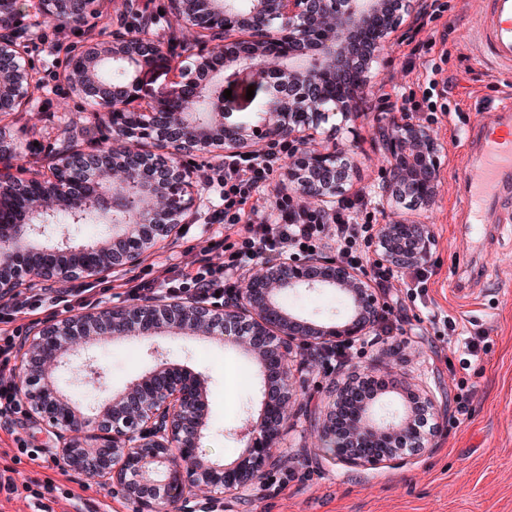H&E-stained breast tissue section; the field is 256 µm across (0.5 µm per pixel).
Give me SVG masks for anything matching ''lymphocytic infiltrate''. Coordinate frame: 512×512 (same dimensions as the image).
<instances>
[{
  "mask_svg": "<svg viewBox=\"0 0 512 512\" xmlns=\"http://www.w3.org/2000/svg\"><path fill=\"white\" fill-rule=\"evenodd\" d=\"M288 147L273 146L256 156H229L223 163L209 166L204 174L208 185L218 187V204L206 216L210 237L200 250L170 257L158 274L120 277L104 287L90 284L70 286L49 292L17 291L0 297V428L14 431L23 413L20 388L11 358L17 336L10 329L20 316L35 317L63 310L73 312L99 305L120 296L127 300L150 299L162 295L171 299H195L223 304L237 293L234 276L254 258L278 260L284 253H313L333 247L339 264L363 271L380 292H387L393 269L369 261L368 246L381 232L370 222H359L366 211V200L338 201L334 211L302 204L288 194L267 201L265 192L280 166ZM277 215L268 219L267 206ZM359 350L355 340L319 345L309 351L325 375L344 376L357 399L370 398L383 387L381 378L350 372ZM0 498L24 499L32 512H57L61 504H75L77 496L67 485L53 478L18 484L12 467H0Z\"/></svg>",
  "mask_w": 512,
  "mask_h": 512,
  "instance_id": "1",
  "label": "lymphocytic infiltrate"
}]
</instances>
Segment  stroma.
I'll return each instance as SVG.
<instances>
[{"mask_svg":"<svg viewBox=\"0 0 512 512\" xmlns=\"http://www.w3.org/2000/svg\"><path fill=\"white\" fill-rule=\"evenodd\" d=\"M480 0H448L441 18L413 19L399 38L384 48V62H369L367 107L387 110L386 93L415 87L417 81H447L431 113H411L437 143L436 189L431 204L408 209L405 204L376 200L387 166V152L374 135L371 122L357 119L330 133L319 129L316 145L351 147L352 179L348 195L374 200L373 223L421 220L430 234L432 273L427 296L410 300V278L395 279L392 292L401 305L407 341L399 354L383 346L365 348L352 362L354 371L389 367L406 382L407 390L384 394L389 409L406 414L411 392L436 402L434 427L424 449L403 454L398 461L377 466H349L326 456L318 431L331 404L333 377L303 364L301 348L288 359L293 411L284 425L276 463L306 461L309 477L279 486L256 483L249 496L225 495L221 512H512V203L497 209L482 237L471 236L464 222V193L457 170L473 149L469 130L497 118L512 106V71L482 61L469 39ZM32 63L40 77L33 91L34 111L0 114V143L22 165L23 178H42L62 132L73 119L90 116L92 107L76 97H64L69 50L82 40L109 45L112 7L101 0L94 23L75 34L64 31L39 13L28 17ZM431 42L429 53L416 57L418 43ZM207 232L203 220L177 225L159 241L143 266L125 269V276L143 267H161L176 252L200 249ZM288 311L317 323L334 320L344 304L336 292L292 294ZM453 318L460 327L487 331L489 348L481 361L464 366L446 336L431 323L432 316ZM170 358L203 373L208 379L209 414L206 450L213 462L233 467L245 452L234 431L257 416L261 366L239 349L218 339L172 335L161 338ZM111 390H122L151 364L136 342L115 340L96 348ZM248 377L238 384L237 374ZM474 390L469 415L455 423L454 398L460 387ZM70 486L83 503L105 502L112 512H134V504L90 477L69 472Z\"/></svg>","mask_w":512,"mask_h":512,"instance_id":"35a3bbf8","label":"stroma"}]
</instances>
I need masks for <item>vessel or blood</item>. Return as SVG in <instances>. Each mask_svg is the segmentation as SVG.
<instances>
[{"mask_svg": "<svg viewBox=\"0 0 512 512\" xmlns=\"http://www.w3.org/2000/svg\"><path fill=\"white\" fill-rule=\"evenodd\" d=\"M472 36L482 60L512 68V0H487ZM474 160L460 171L467 200L465 220L483 224L499 203L512 199V123L480 125L471 133Z\"/></svg>", "mask_w": 512, "mask_h": 512, "instance_id": "vessel-or-blood-1", "label": "vessel or blood"}]
</instances>
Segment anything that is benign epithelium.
I'll return each mask as SVG.
<instances>
[{
    "label": "benign epithelium",
    "instance_id": "benign-epithelium-1",
    "mask_svg": "<svg viewBox=\"0 0 512 512\" xmlns=\"http://www.w3.org/2000/svg\"><path fill=\"white\" fill-rule=\"evenodd\" d=\"M99 2L38 0L45 18L61 28L76 7L87 23L97 15ZM131 4L112 0L117 21L112 45L103 52L94 45H77L65 77L68 94L93 101L95 120L110 133L105 146L85 152L63 143L50 167L54 185L49 193L36 181L0 171V199L25 193L32 212L78 213L92 193L99 198L100 210L112 214L109 236L69 251L71 262L43 264L36 270L40 280L66 283L139 264L200 205L194 185L198 169L178 162L184 155H260L283 142L289 149L285 175L298 197L333 202L350 182V165L336 147L317 149L308 130L335 117L346 123L356 115L368 83L350 73L348 49L364 38L367 28L389 34L404 20L400 12L383 14V0H169L167 25L182 36V55L192 63L176 67L177 89L151 95L140 73L149 57L163 52V40L153 28L159 15L148 13L143 23L129 26ZM28 14L23 0H0V104L8 103L10 112L32 111L35 74L25 38ZM243 32L250 33L244 42L237 39ZM110 65L130 70L122 85L104 79ZM249 73L266 82L265 96L248 117L232 121L224 108V83ZM338 77L349 84V94L330 97L319 91L322 82ZM147 97L150 110H136L135 103ZM161 113L169 128L164 141L168 157L160 173L146 175L143 143L159 139L156 117ZM374 131L392 159L381 186L383 197L398 198L414 189L431 198L436 167L430 133L394 112L387 120L375 118ZM88 163L97 175L90 192L79 194L72 186L85 180ZM44 232L43 226H0L1 297L33 280L16 266L18 250L28 237ZM382 237L391 243L385 258L396 269L428 257L430 236L424 224H384ZM403 238L415 248H398ZM241 281L239 298L222 305L157 296L136 304L133 314L124 306L95 307L44 321L22 339L18 356L23 400L57 433L69 467L118 489L137 503V512H198L208 498L227 492L248 495L271 463L280 426L290 417L287 363L294 345L369 335L378 300L357 269L314 254H286L273 265L256 260ZM256 284L261 285L257 295ZM300 289L336 291L344 299L345 316L319 325L286 311L281 296ZM216 324L226 327L228 342L258 358L264 371L261 415L236 432L249 453L231 473L203 453L208 415L204 379L168 360L159 347L150 348L153 369L87 416L56 385L55 373L68 357L91 343H105L107 336L148 342L164 332L211 336ZM240 324L246 325L249 336L227 331ZM82 368L95 387H105L104 373L94 359L86 358ZM377 401L375 396L352 409L345 437L326 421L321 443L352 466L394 460L399 456L395 445L404 441L416 450L425 447L426 437L411 426L410 416L400 419ZM352 444L376 447L378 452L354 455L346 451Z\"/></svg>",
    "mask_w": 512,
    "mask_h": 512
}]
</instances>
